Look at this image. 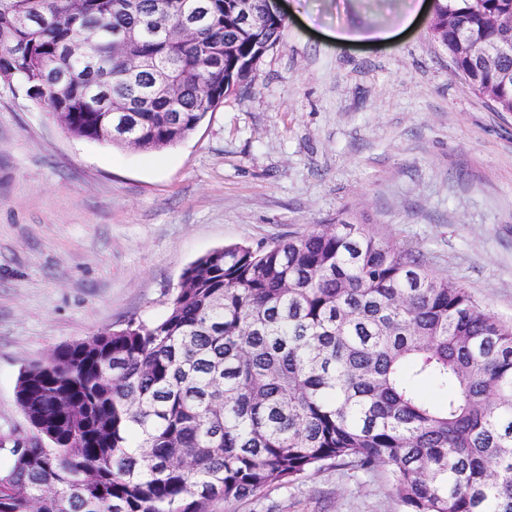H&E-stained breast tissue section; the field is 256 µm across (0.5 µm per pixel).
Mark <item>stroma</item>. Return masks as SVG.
<instances>
[{
  "label": "stroma",
  "instance_id": "35a3bbf8",
  "mask_svg": "<svg viewBox=\"0 0 512 512\" xmlns=\"http://www.w3.org/2000/svg\"><path fill=\"white\" fill-rule=\"evenodd\" d=\"M287 23L250 86L176 146L73 137L0 79V436L30 433L21 371L167 310L183 271L348 214L419 250L512 321V112L474 91L403 0H277ZM393 28L339 48L336 26ZM228 512H401L385 469L328 465Z\"/></svg>",
  "mask_w": 512,
  "mask_h": 512
}]
</instances>
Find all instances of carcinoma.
Segmentation results:
<instances>
[{
    "mask_svg": "<svg viewBox=\"0 0 512 512\" xmlns=\"http://www.w3.org/2000/svg\"><path fill=\"white\" fill-rule=\"evenodd\" d=\"M224 2L83 0L79 19L67 0H0V70L64 77L49 107L76 138L173 147L232 93L224 42L268 50L285 27L240 34ZM191 3L207 7L194 37L148 27L163 15L179 31ZM508 3L435 0L457 71L503 112ZM28 7L33 23L15 29ZM86 21L99 30L93 73L63 50ZM468 49L493 58L476 67ZM141 56L175 99L153 72L132 76ZM16 399L35 435L15 437L0 512H213L333 464L388 469L403 512H512V324L354 215L207 253L164 316L57 347L23 370Z\"/></svg>",
    "mask_w": 512,
    "mask_h": 512,
    "instance_id": "cac0c4a2",
    "label": "carcinoma"
}]
</instances>
